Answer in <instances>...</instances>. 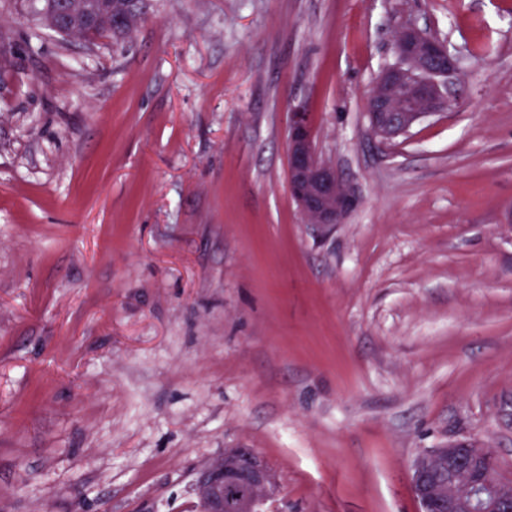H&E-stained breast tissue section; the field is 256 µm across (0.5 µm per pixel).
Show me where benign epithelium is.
<instances>
[{"label": "benign epithelium", "mask_w": 512, "mask_h": 512, "mask_svg": "<svg viewBox=\"0 0 512 512\" xmlns=\"http://www.w3.org/2000/svg\"><path fill=\"white\" fill-rule=\"evenodd\" d=\"M84 26L101 24L103 15L67 0L49 16L64 31L61 17ZM395 62L376 77L367 99L372 134L391 140L407 134L422 117L458 100L461 59L448 43L416 27L400 28L394 38ZM288 187L306 223L329 229L343 222L354 195L336 168L320 158L311 113L298 103L288 123ZM490 447L455 443L419 454L411 467V486L420 512H512V482L486 477ZM275 475L251 449L229 448L211 461L195 484L209 512H269L276 495Z\"/></svg>", "instance_id": "benign-epithelium-1"}]
</instances>
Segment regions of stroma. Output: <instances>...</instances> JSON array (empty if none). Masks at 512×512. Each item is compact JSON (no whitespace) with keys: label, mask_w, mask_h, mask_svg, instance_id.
I'll return each mask as SVG.
<instances>
[{"label":"stroma","mask_w":512,"mask_h":512,"mask_svg":"<svg viewBox=\"0 0 512 512\" xmlns=\"http://www.w3.org/2000/svg\"><path fill=\"white\" fill-rule=\"evenodd\" d=\"M0 0V512H195L228 448L278 512H420L414 458L512 481V0H153L131 42ZM412 25L461 103L382 143ZM356 203L288 193V113Z\"/></svg>","instance_id":"1"}]
</instances>
